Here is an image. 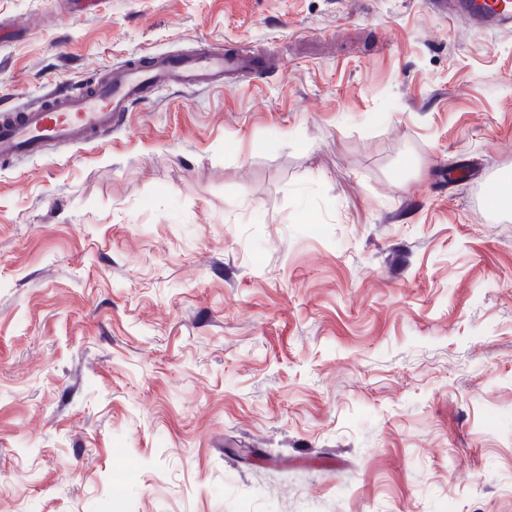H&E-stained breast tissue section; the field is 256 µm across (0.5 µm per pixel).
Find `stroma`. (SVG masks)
<instances>
[{
  "label": "stroma",
  "instance_id": "stroma-1",
  "mask_svg": "<svg viewBox=\"0 0 512 512\" xmlns=\"http://www.w3.org/2000/svg\"><path fill=\"white\" fill-rule=\"evenodd\" d=\"M204 40L0 161V512H512V31L432 0H0V113ZM254 58L237 52L216 51L197 42L191 54H156L143 61L124 62L91 82L71 85L48 94L36 107L0 117V160L37 154L50 143L78 145L98 137L119 123L133 101L157 85L220 86L225 74L246 75Z\"/></svg>",
  "mask_w": 512,
  "mask_h": 512
}]
</instances>
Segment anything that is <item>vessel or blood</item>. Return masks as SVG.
<instances>
[{
  "mask_svg": "<svg viewBox=\"0 0 512 512\" xmlns=\"http://www.w3.org/2000/svg\"><path fill=\"white\" fill-rule=\"evenodd\" d=\"M450 10L489 28L512 25V0H450ZM253 67V57L218 51L205 41L187 55L156 54L124 62L92 81L49 93L38 106L0 119V160L40 153L50 143L78 145L98 137L154 86H220L226 74L246 75Z\"/></svg>",
  "mask_w": 512,
  "mask_h": 512,
  "instance_id": "obj_1",
  "label": "vessel or blood"
}]
</instances>
